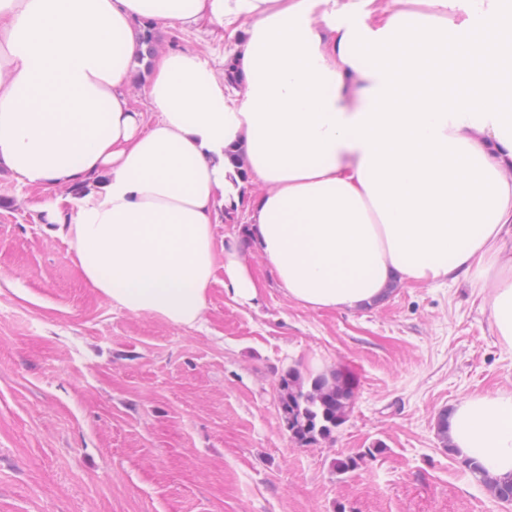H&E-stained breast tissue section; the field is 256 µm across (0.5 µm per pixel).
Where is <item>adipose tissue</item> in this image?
I'll return each instance as SVG.
<instances>
[{
    "instance_id": "1",
    "label": "adipose tissue",
    "mask_w": 512,
    "mask_h": 512,
    "mask_svg": "<svg viewBox=\"0 0 512 512\" xmlns=\"http://www.w3.org/2000/svg\"><path fill=\"white\" fill-rule=\"evenodd\" d=\"M329 2L0 0V170L83 188L37 222L113 305L191 326L216 272L237 302L261 292L247 253L214 236L240 154L265 187L247 232L289 300L358 312L463 280L512 347V0L461 15L388 0L364 25ZM147 19L232 42L241 83L190 51L148 53ZM448 439L512 478V391L457 403Z\"/></svg>"
}]
</instances>
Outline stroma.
Listing matches in <instances>:
<instances>
[{
	"label": "stroma",
	"mask_w": 512,
	"mask_h": 512,
	"mask_svg": "<svg viewBox=\"0 0 512 512\" xmlns=\"http://www.w3.org/2000/svg\"><path fill=\"white\" fill-rule=\"evenodd\" d=\"M156 36L218 72L231 56L202 31ZM3 197L0 512H512L436 430L465 397L512 390V348L465 282L313 310L254 251V304L217 280L201 322L174 325L88 288L67 241L35 220L41 192L4 173ZM292 367L348 378L353 412L332 440H290L277 387ZM359 453L337 474V458Z\"/></svg>",
	"instance_id": "1"
}]
</instances>
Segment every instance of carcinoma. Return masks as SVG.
I'll use <instances>...</instances> for the list:
<instances>
[{"mask_svg": "<svg viewBox=\"0 0 512 512\" xmlns=\"http://www.w3.org/2000/svg\"><path fill=\"white\" fill-rule=\"evenodd\" d=\"M278 407L292 441L307 446L330 438L344 424L353 410V394L339 371L315 376L291 369L279 379ZM375 444L364 453L336 459V473L358 469L367 456L380 452ZM466 469L496 498L512 500V483H502L472 460H464Z\"/></svg>", "mask_w": 512, "mask_h": 512, "instance_id": "1", "label": "carcinoma"}]
</instances>
